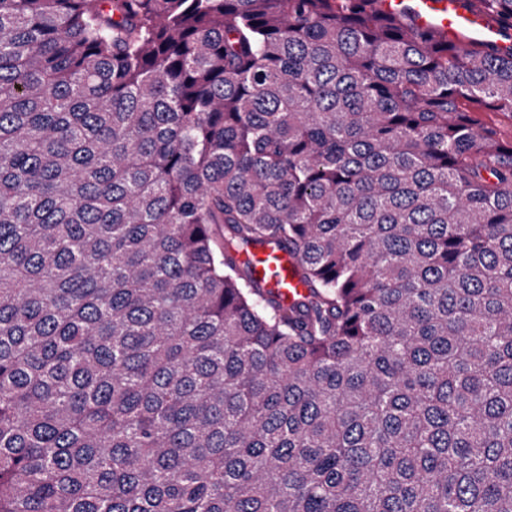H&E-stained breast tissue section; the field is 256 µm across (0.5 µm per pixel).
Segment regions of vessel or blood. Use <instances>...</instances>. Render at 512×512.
<instances>
[{"label":"vessel or blood","mask_w":512,"mask_h":512,"mask_svg":"<svg viewBox=\"0 0 512 512\" xmlns=\"http://www.w3.org/2000/svg\"><path fill=\"white\" fill-rule=\"evenodd\" d=\"M382 9L406 16L416 26L441 38L464 44L498 39V25L485 13L464 7L462 0H380ZM264 288L281 299L292 300L305 288L295 273L297 262L280 251L269 255L255 251L245 255Z\"/></svg>","instance_id":"vessel-or-blood-1"}]
</instances>
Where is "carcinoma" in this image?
Returning a JSON list of instances; mask_svg holds the SVG:
<instances>
[{
	"label": "carcinoma",
	"mask_w": 512,
	"mask_h": 512,
	"mask_svg": "<svg viewBox=\"0 0 512 512\" xmlns=\"http://www.w3.org/2000/svg\"><path fill=\"white\" fill-rule=\"evenodd\" d=\"M484 112L379 0H0V512H512ZM268 253L253 251L242 254L241 259L251 264L256 278L264 288L269 289L283 300L305 293V288L295 275L297 262L288 253L279 251L269 258Z\"/></svg>",
	"instance_id": "1"
}]
</instances>
